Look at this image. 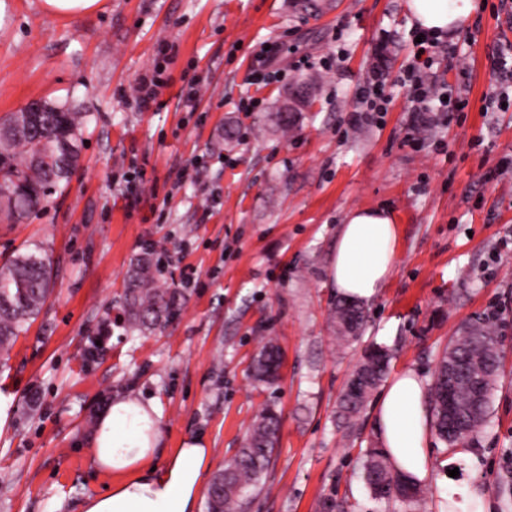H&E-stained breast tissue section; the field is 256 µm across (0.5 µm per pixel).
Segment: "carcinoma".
Returning a JSON list of instances; mask_svg holds the SVG:
<instances>
[{"mask_svg": "<svg viewBox=\"0 0 512 512\" xmlns=\"http://www.w3.org/2000/svg\"><path fill=\"white\" fill-rule=\"evenodd\" d=\"M30 116L12 112L0 121V212L13 220L22 219L49 197L46 190H64L79 160V135L89 121V114L68 103H58L50 112ZM269 124L287 129L291 116L271 112L256 135L262 136ZM154 259L145 256L132 265L126 281V315L131 329L150 331L170 321L178 311V289L169 288L158 276ZM52 270L48 259L35 253L17 254L0 266V353L6 354L26 324L41 311L51 294ZM329 319L340 326V339L349 343L357 339L364 326L363 307L338 299L329 310ZM448 347L461 359L481 358L488 363L484 381L486 395L477 405L463 384L457 386L455 399L461 408L460 432L448 434L447 417L440 414L443 382L435 369L428 391L433 405L435 435L450 447L463 446L476 437L489 421L492 393L500 373L497 328L489 321L468 323L462 335ZM390 354L380 345L365 350L339 401L340 415L351 422L366 407L368 398L378 388L389 368ZM279 349L266 342L254 361V378L265 385L278 380ZM279 431V416L267 406L257 415L241 448L224 468L214 475L207 501V512H246L261 484L274 452ZM362 470L372 495L387 502L399 500L411 512L416 510L419 485L399 475L387 453L379 448L367 451Z\"/></svg>", "mask_w": 512, "mask_h": 512, "instance_id": "carcinoma-1", "label": "carcinoma"}]
</instances>
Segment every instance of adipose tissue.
I'll return each mask as SVG.
<instances>
[{
    "instance_id": "ef3b65f1",
    "label": "adipose tissue",
    "mask_w": 512,
    "mask_h": 512,
    "mask_svg": "<svg viewBox=\"0 0 512 512\" xmlns=\"http://www.w3.org/2000/svg\"><path fill=\"white\" fill-rule=\"evenodd\" d=\"M415 27L439 37L471 21L477 0H407ZM398 226L390 211L349 213L336 242L329 277L341 297L368 302L387 284L395 265ZM426 384L413 371L397 374L376 405V427L394 467L416 481L430 472ZM153 407L117 398L99 418L89 454L111 475L101 493L86 496L82 512H196L209 452L191 446L163 455Z\"/></svg>"
}]
</instances>
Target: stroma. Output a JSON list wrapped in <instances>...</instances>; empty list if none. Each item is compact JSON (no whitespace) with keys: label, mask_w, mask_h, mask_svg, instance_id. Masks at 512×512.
<instances>
[{"label":"stroma","mask_w":512,"mask_h":512,"mask_svg":"<svg viewBox=\"0 0 512 512\" xmlns=\"http://www.w3.org/2000/svg\"><path fill=\"white\" fill-rule=\"evenodd\" d=\"M485 8L437 54L435 80L463 111L417 113L395 80L413 55L406 0H333L312 16L293 0H100L89 13L46 12L41 0H0V119L28 102L72 101L90 113L66 189L15 224L0 223V262L43 250L53 292L0 367V512H80L110 479L88 439L117 397L153 402L160 446L198 445L206 478L240 448L275 401L281 429L249 512H406L375 500L360 461L381 447L375 407L354 432L339 400L363 349L393 352L391 374L432 381L466 322L498 328L500 377L488 426L454 458L429 439L420 512L481 495L484 512L512 504V99L491 52L512 40V0ZM279 46L281 80L246 75L263 42ZM162 69L158 107L138 109L136 79ZM389 80L382 123L350 124L374 72ZM206 83L196 107L180 90ZM315 82L294 127L256 138L272 104ZM257 102L237 111L240 100ZM238 139L223 152L225 125ZM145 181L136 184V169ZM359 207L390 210L399 228L393 273L365 304V331L343 343L328 321L339 228ZM169 250L161 279L178 314L150 334L129 330L124 278L149 243ZM282 356L276 387L258 385L266 341ZM457 477H449L451 468Z\"/></svg>","instance_id":"stroma-1"}]
</instances>
